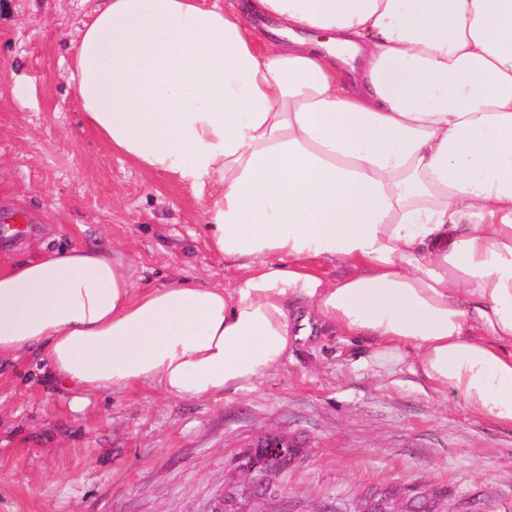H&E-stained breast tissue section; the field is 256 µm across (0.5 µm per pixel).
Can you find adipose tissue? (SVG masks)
<instances>
[{
  "label": "adipose tissue",
  "instance_id": "ef3b65f1",
  "mask_svg": "<svg viewBox=\"0 0 512 512\" xmlns=\"http://www.w3.org/2000/svg\"><path fill=\"white\" fill-rule=\"evenodd\" d=\"M71 68L109 149L207 190L228 278L142 284L118 248L17 262L0 358L200 400L324 327L512 427V0H103Z\"/></svg>",
  "mask_w": 512,
  "mask_h": 512
}]
</instances>
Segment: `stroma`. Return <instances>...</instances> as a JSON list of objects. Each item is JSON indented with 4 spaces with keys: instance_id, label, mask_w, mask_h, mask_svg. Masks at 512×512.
I'll list each match as a JSON object with an SVG mask.
<instances>
[{
    "instance_id": "stroma-1",
    "label": "stroma",
    "mask_w": 512,
    "mask_h": 512,
    "mask_svg": "<svg viewBox=\"0 0 512 512\" xmlns=\"http://www.w3.org/2000/svg\"><path fill=\"white\" fill-rule=\"evenodd\" d=\"M100 0H0V267L85 246L124 250L141 282L224 281L205 196L144 172L87 128L69 58ZM368 342L313 332L255 388L203 400L155 386L77 394L47 362H0V512H512V427L467 414L408 371L377 375ZM294 463L260 495V439Z\"/></svg>"
}]
</instances>
